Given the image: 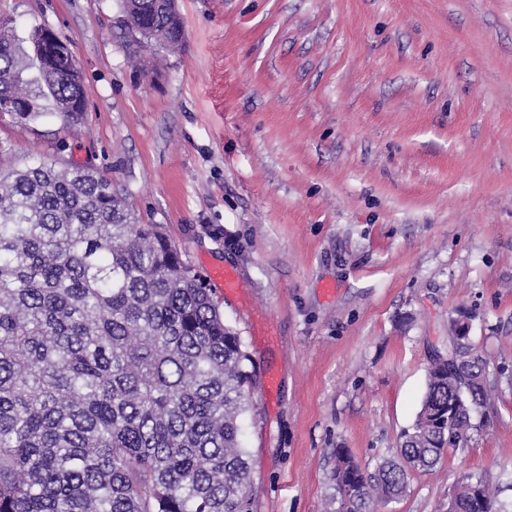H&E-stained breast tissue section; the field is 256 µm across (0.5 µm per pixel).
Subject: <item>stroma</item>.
I'll return each instance as SVG.
<instances>
[{
  "mask_svg": "<svg viewBox=\"0 0 512 512\" xmlns=\"http://www.w3.org/2000/svg\"><path fill=\"white\" fill-rule=\"evenodd\" d=\"M185 48L131 63L117 0H0L70 39L86 111L0 120V171L93 168L222 299L260 378L251 512H323L334 451L399 446L456 319L486 367L464 448L374 512H512V0H178ZM458 486L460 489L452 497L456 501L455 512H496L483 476L469 474Z\"/></svg>",
  "mask_w": 512,
  "mask_h": 512,
  "instance_id": "stroma-1",
  "label": "stroma"
}]
</instances>
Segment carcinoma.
Returning a JSON list of instances; mask_svg holds the SVG:
<instances>
[{
  "mask_svg": "<svg viewBox=\"0 0 512 512\" xmlns=\"http://www.w3.org/2000/svg\"><path fill=\"white\" fill-rule=\"evenodd\" d=\"M119 11L139 29L134 58L185 43L169 0ZM45 30L22 41L0 24V105L22 108L19 122L76 125L82 75L67 44L36 62ZM255 385L213 290L112 181L40 158L0 173V512H250L240 434ZM486 401L484 361L454 342L428 367L396 454L368 472L336 449V512L401 497ZM459 486L456 512H495L482 476Z\"/></svg>",
  "mask_w": 512,
  "mask_h": 512,
  "instance_id": "1",
  "label": "carcinoma"
}]
</instances>
